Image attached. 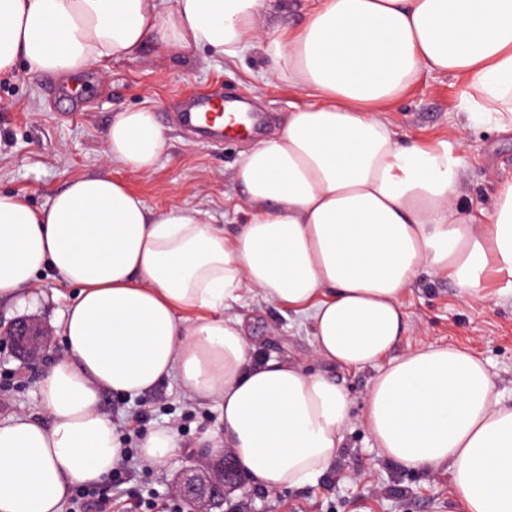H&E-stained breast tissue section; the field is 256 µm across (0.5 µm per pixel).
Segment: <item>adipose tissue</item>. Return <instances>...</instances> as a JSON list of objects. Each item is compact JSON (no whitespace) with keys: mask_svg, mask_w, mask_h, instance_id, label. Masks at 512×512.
I'll return each mask as SVG.
<instances>
[{"mask_svg":"<svg viewBox=\"0 0 512 512\" xmlns=\"http://www.w3.org/2000/svg\"><path fill=\"white\" fill-rule=\"evenodd\" d=\"M270 0H0V73L25 61L73 75L135 57L147 40L238 58L313 100L237 162L241 222L175 206L158 214L108 175L69 181L44 208L0 192V299L51 269L78 293L59 324L66 355L38 389L48 421L0 424V512H61L72 488L123 455L102 391L148 394L165 378L219 405L206 454H232L269 492L317 484L359 422L408 471L447 470L460 512H512V404L477 355L424 346L403 298L419 275L488 302L509 281L512 180L486 206L462 191V144H402L385 114L422 77L465 84L459 109L512 132V0H317L296 30L266 32ZM152 110L116 114L108 163L153 170ZM304 316L315 358L375 368L360 411L299 361H261L235 310L245 296Z\"/></svg>","mask_w":512,"mask_h":512,"instance_id":"adipose-tissue-1","label":"adipose tissue"}]
</instances>
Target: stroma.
I'll list each match as a JSON object with an SVG mask.
<instances>
[{
  "label": "stroma",
  "instance_id": "35a3bbf8",
  "mask_svg": "<svg viewBox=\"0 0 512 512\" xmlns=\"http://www.w3.org/2000/svg\"><path fill=\"white\" fill-rule=\"evenodd\" d=\"M265 67L264 57L255 52L229 60L205 49L173 53L150 40L135 57L109 61L100 73L78 75L85 106L72 114L67 102L46 96L43 74L18 65L0 74V191L21 193L42 207L72 178L109 174L123 180L152 210L196 206L223 220L241 202L233 173L251 143L198 139L174 115L194 94L233 97L263 113L266 133L275 132L287 112L310 97L298 87L267 80ZM462 93L458 80L428 76L388 105L387 115L405 142L464 140V192L481 205L492 198L500 180L512 179V135L469 121L458 110ZM141 107L152 108L165 130L158 165L133 173L106 164L103 133L113 115ZM76 294V288L46 269L25 289L24 301H0V322L35 319L52 332L35 361L22 359L10 344L0 342V422L22 413L43 417L38 384L65 355L58 323ZM404 306L412 333L399 343L397 353L429 345L471 350L487 362L496 390L512 395L511 303L474 304L461 298L449 280L424 278L407 291ZM244 312L252 342L264 358L303 361L342 384L354 406L362 405L374 368L349 370L314 359L310 327L294 313L257 299ZM100 406L130 448H139L146 434L165 426L174 427L181 441L164 465L140 460L124 484L103 483L117 512H136L134 499L140 495L172 497L177 474L202 457L203 435L221 426L216 405L184 393L173 376L138 398L104 392ZM224 512H457V507L447 473L402 471L380 456L353 423L321 483L271 493L251 480L246 492L227 497Z\"/></svg>",
  "mask_w": 512,
  "mask_h": 512
}]
</instances>
